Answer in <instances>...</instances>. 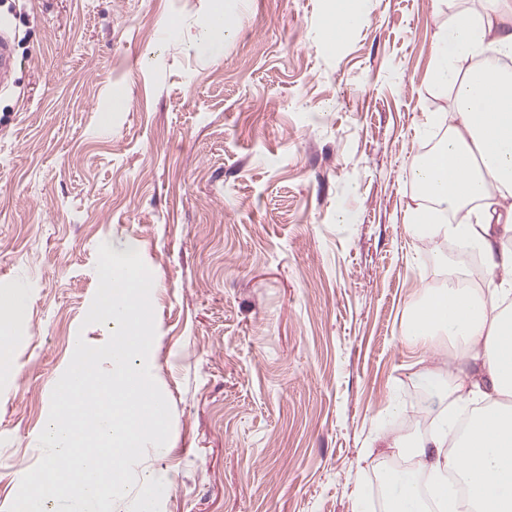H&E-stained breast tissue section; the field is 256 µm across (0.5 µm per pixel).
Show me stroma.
Instances as JSON below:
<instances>
[{
  "mask_svg": "<svg viewBox=\"0 0 512 512\" xmlns=\"http://www.w3.org/2000/svg\"><path fill=\"white\" fill-rule=\"evenodd\" d=\"M457 0H236L224 45H192L212 0H0V284L26 290L0 368V512L41 459L52 389L98 286V247L153 276L148 358L169 403L113 512H359L383 496L390 415L437 395L401 339L461 261L404 222L407 178L452 95L430 80ZM357 0H336L330 14L328 24L330 33L336 32V40L343 39L347 30L355 20Z\"/></svg>",
  "mask_w": 512,
  "mask_h": 512,
  "instance_id": "stroma-1",
  "label": "stroma"
}]
</instances>
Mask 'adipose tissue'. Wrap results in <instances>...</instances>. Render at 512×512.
<instances>
[{"label":"adipose tissue","instance_id":"obj_1","mask_svg":"<svg viewBox=\"0 0 512 512\" xmlns=\"http://www.w3.org/2000/svg\"><path fill=\"white\" fill-rule=\"evenodd\" d=\"M498 57L512 58V0L458 9L436 34L431 78L453 92L450 132L410 168L426 203L406 222L416 241L478 249L502 278L473 288L467 271L452 272L411 309L402 339L441 407L436 429L387 441L406 465L385 473L381 512H512V74ZM441 339L451 351L436 366Z\"/></svg>","mask_w":512,"mask_h":512}]
</instances>
